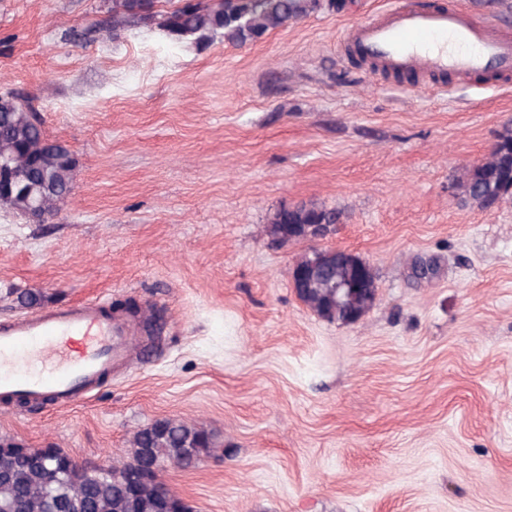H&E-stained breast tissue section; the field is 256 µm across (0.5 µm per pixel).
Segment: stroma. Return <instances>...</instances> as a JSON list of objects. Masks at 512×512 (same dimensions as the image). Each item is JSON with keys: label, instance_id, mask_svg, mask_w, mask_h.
<instances>
[{"label": "stroma", "instance_id": "obj_1", "mask_svg": "<svg viewBox=\"0 0 512 512\" xmlns=\"http://www.w3.org/2000/svg\"><path fill=\"white\" fill-rule=\"evenodd\" d=\"M428 2L512 29V0ZM390 3L234 46L139 26L103 44L105 0H0V95L76 160L57 215L0 208V320L156 311L89 398L0 407V437L117 465L154 421L203 425L223 451L162 474L193 512H512V199L456 187L512 123V79L372 71L344 34ZM302 203L376 272L358 322L291 288L310 244L265 228Z\"/></svg>", "mask_w": 512, "mask_h": 512}]
</instances>
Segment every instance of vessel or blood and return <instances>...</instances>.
<instances>
[{"instance_id": "b4317fda", "label": "vessel or blood", "mask_w": 512, "mask_h": 512, "mask_svg": "<svg viewBox=\"0 0 512 512\" xmlns=\"http://www.w3.org/2000/svg\"><path fill=\"white\" fill-rule=\"evenodd\" d=\"M346 39L393 73L512 74V36L460 11L424 10L411 0L353 26ZM133 350L127 322L97 301L0 320V397L77 404Z\"/></svg>"}]
</instances>
